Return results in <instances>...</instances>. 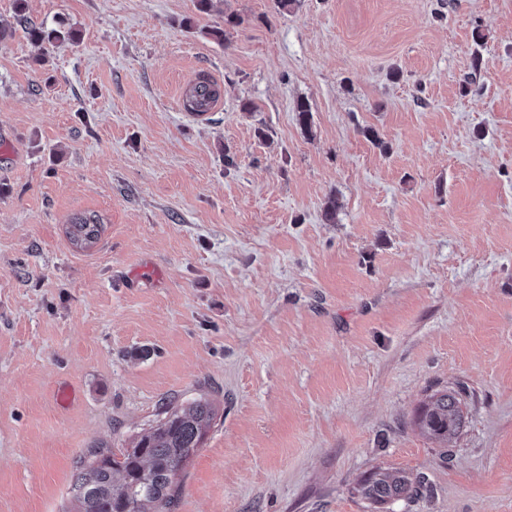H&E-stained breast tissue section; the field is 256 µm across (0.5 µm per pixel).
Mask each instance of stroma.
I'll return each instance as SVG.
<instances>
[{"label": "stroma", "mask_w": 512, "mask_h": 512, "mask_svg": "<svg viewBox=\"0 0 512 512\" xmlns=\"http://www.w3.org/2000/svg\"><path fill=\"white\" fill-rule=\"evenodd\" d=\"M60 23L79 43L27 33ZM0 24V512H70L80 457L201 399L170 512H512V0H0ZM196 73L220 110L178 109ZM446 391L443 452L416 417ZM380 470L431 492L370 504ZM101 228V223L96 215H79L71 220L67 235L76 247L87 248L99 239Z\"/></svg>", "instance_id": "obj_1"}]
</instances>
